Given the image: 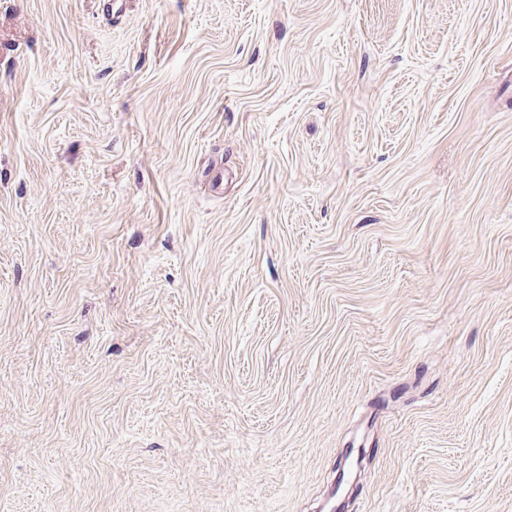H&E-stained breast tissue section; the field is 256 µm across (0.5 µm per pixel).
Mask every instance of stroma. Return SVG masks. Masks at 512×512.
<instances>
[{
  "instance_id": "35a3bbf8",
  "label": "stroma",
  "mask_w": 512,
  "mask_h": 512,
  "mask_svg": "<svg viewBox=\"0 0 512 512\" xmlns=\"http://www.w3.org/2000/svg\"><path fill=\"white\" fill-rule=\"evenodd\" d=\"M512 512V0H0V512Z\"/></svg>"
}]
</instances>
